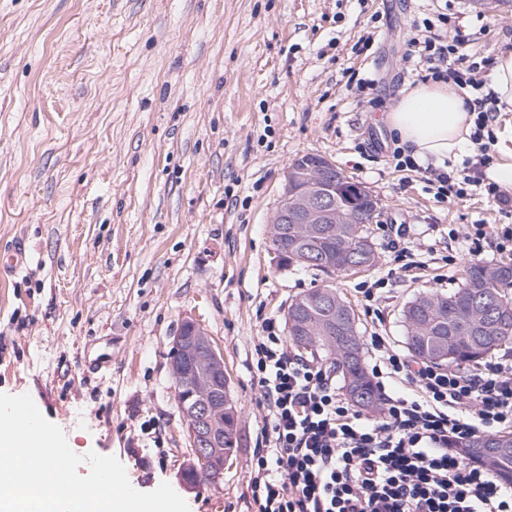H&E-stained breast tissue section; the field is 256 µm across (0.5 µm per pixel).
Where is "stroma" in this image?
<instances>
[{"label": "stroma", "instance_id": "1", "mask_svg": "<svg viewBox=\"0 0 512 512\" xmlns=\"http://www.w3.org/2000/svg\"><path fill=\"white\" fill-rule=\"evenodd\" d=\"M443 12L470 61L512 51L502 0H0V258L26 254L17 271L0 261V393L29 394L136 490L256 512L266 320L285 327L295 297L329 284L361 337L405 350V303L458 288L471 263L449 226L506 221L483 195L438 199L392 157L386 115L419 82L406 42ZM305 153L378 199L369 271L280 267L270 224ZM382 277L375 318L361 290ZM188 318L221 351L238 414L216 488L181 476L192 450L168 353Z\"/></svg>", "mask_w": 512, "mask_h": 512}]
</instances>
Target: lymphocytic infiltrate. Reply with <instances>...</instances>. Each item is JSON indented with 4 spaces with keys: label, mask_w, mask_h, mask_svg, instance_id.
<instances>
[{
    "label": "lymphocytic infiltrate",
    "mask_w": 512,
    "mask_h": 512,
    "mask_svg": "<svg viewBox=\"0 0 512 512\" xmlns=\"http://www.w3.org/2000/svg\"><path fill=\"white\" fill-rule=\"evenodd\" d=\"M461 29L410 37L407 55L431 80L471 88V139L480 147L461 167L427 169L438 197L460 200L500 191L483 172L485 133L494 119L486 78L462 48ZM471 258L512 253V224H471ZM254 346L266 424L251 459L249 488L257 512H512V482L465 458L463 441L512 428V360L477 370L445 368L406 356L372 334L368 374L382 400L379 416L354 409L336 390L330 366L290 352L273 322Z\"/></svg>",
    "instance_id": "1"
}]
</instances>
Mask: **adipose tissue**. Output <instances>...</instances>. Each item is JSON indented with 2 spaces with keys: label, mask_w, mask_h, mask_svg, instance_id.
Here are the masks:
<instances>
[{
  "label": "adipose tissue",
  "mask_w": 512,
  "mask_h": 512,
  "mask_svg": "<svg viewBox=\"0 0 512 512\" xmlns=\"http://www.w3.org/2000/svg\"><path fill=\"white\" fill-rule=\"evenodd\" d=\"M470 100V95L454 85L429 81L402 95L386 121L404 152L422 161L432 158L441 163L472 143Z\"/></svg>",
  "instance_id": "1"
}]
</instances>
